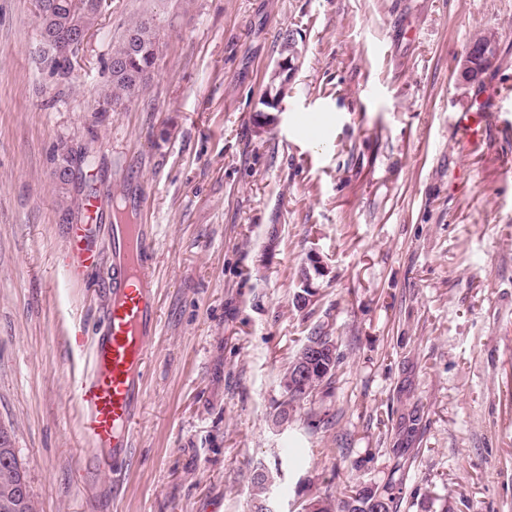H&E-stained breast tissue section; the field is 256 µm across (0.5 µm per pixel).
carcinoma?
Instances as JSON below:
<instances>
[{
	"mask_svg": "<svg viewBox=\"0 0 512 512\" xmlns=\"http://www.w3.org/2000/svg\"><path fill=\"white\" fill-rule=\"evenodd\" d=\"M49 6L36 9V18L46 49L42 63L52 71L66 75L71 62L63 52V44L78 32L88 33L98 24L100 14L91 6L90 0H47ZM160 48L158 29L152 19L135 22L124 38L112 48V58L121 62L118 68L110 69V81L102 99L106 105H118L140 95L155 68ZM340 357H334L330 370L320 369L315 363L306 379L295 388H288V374H283L281 383L285 398L278 406L277 418L286 421L294 404L310 397L319 387L331 384ZM27 480L26 473L18 461L15 448L7 431L0 428V512H34L31 497L16 493L17 485ZM321 512H395L396 495L393 487L379 489L364 485L351 494L333 499L327 494L320 498Z\"/></svg>",
	"mask_w": 512,
	"mask_h": 512,
	"instance_id": "obj_1",
	"label": "carcinoma"
}]
</instances>
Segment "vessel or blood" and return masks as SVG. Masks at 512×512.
<instances>
[{
  "label": "vessel or blood",
  "instance_id": "1",
  "mask_svg": "<svg viewBox=\"0 0 512 512\" xmlns=\"http://www.w3.org/2000/svg\"><path fill=\"white\" fill-rule=\"evenodd\" d=\"M89 223L72 226L66 242L63 271L68 280L88 278L99 262L98 201L85 200ZM154 240L146 225L120 224L112 229V305L94 338L91 366L74 383L83 440L112 451L113 462L126 459L132 447V426L145 381V356L157 331Z\"/></svg>",
  "mask_w": 512,
  "mask_h": 512
}]
</instances>
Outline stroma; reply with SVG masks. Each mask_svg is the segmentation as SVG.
Listing matches in <instances>:
<instances>
[{
  "mask_svg": "<svg viewBox=\"0 0 512 512\" xmlns=\"http://www.w3.org/2000/svg\"><path fill=\"white\" fill-rule=\"evenodd\" d=\"M142 17L162 37L148 85L100 108ZM483 30L497 63L460 82ZM290 35L298 69L261 127ZM42 49L35 0H0V424L35 512H254L260 469L272 512L359 484L399 489L397 512H512V0H111L67 76ZM478 98L495 108L471 154L457 119ZM92 188L102 247L118 212L149 225L159 283L131 456L111 470L72 388L105 273L62 271ZM319 327L331 387L279 423Z\"/></svg>",
  "mask_w": 512,
  "mask_h": 512,
  "instance_id": "35a3bbf8",
  "label": "stroma"
}]
</instances>
